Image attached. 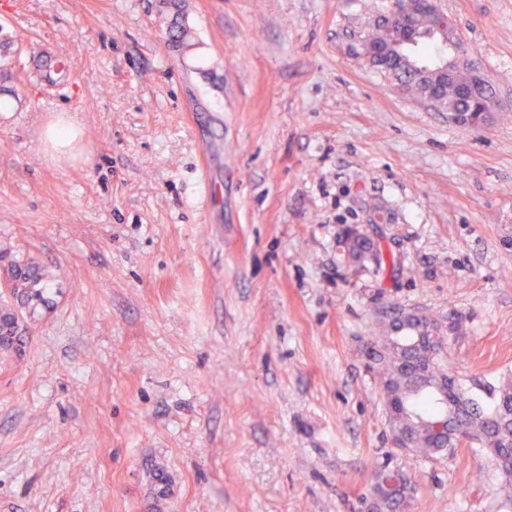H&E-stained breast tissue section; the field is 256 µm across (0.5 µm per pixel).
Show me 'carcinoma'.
<instances>
[{"label":"carcinoma","mask_w":512,"mask_h":512,"mask_svg":"<svg viewBox=\"0 0 512 512\" xmlns=\"http://www.w3.org/2000/svg\"><path fill=\"white\" fill-rule=\"evenodd\" d=\"M402 17L373 20L367 31L371 43L378 41L386 24L397 25ZM410 25L424 36V43L444 47L446 34L434 32L432 15L421 12L413 16ZM438 62H423L419 56L406 55L389 71L404 90L423 99L442 112H464L471 101L458 96L457 87L471 82V73L462 64L453 69L456 80L431 86L421 68L431 70ZM474 101L496 103V93L487 78L476 84ZM348 248L358 261L377 249L369 238L358 233L348 236ZM49 280L46 271L32 262L8 260L0 255V285L8 286L11 295L27 304L44 301L43 291ZM436 328L434 320L425 314L408 313L402 317L384 319L377 336L367 345L370 359L381 378V392L389 408V425L393 438L406 436L408 451L425 458L450 449L467 440L485 450L500 467L505 479L503 496L512 501V379L493 389L487 399L474 397L448 376L441 363L444 337L429 338ZM22 330L18 314L7 305L0 307V350L20 351ZM448 420V435H438L434 425ZM407 489L400 474L387 475L374 487L379 502L377 512L392 510Z\"/></svg>","instance_id":"cac0c4a2"}]
</instances>
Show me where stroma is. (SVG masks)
<instances>
[{"mask_svg":"<svg viewBox=\"0 0 512 512\" xmlns=\"http://www.w3.org/2000/svg\"><path fill=\"white\" fill-rule=\"evenodd\" d=\"M163 2L0 0V253L51 277L0 352V512H373L391 472L395 512H512L477 447L394 448L366 352L453 312L449 375L512 378V0H438L481 130L360 56L385 0ZM405 479L400 474L386 475L378 482L375 487V493L379 502L374 506L375 511L393 510L400 502L407 489Z\"/></svg>","mask_w":512,"mask_h":512,"instance_id":"35a3bbf8","label":"stroma"}]
</instances>
